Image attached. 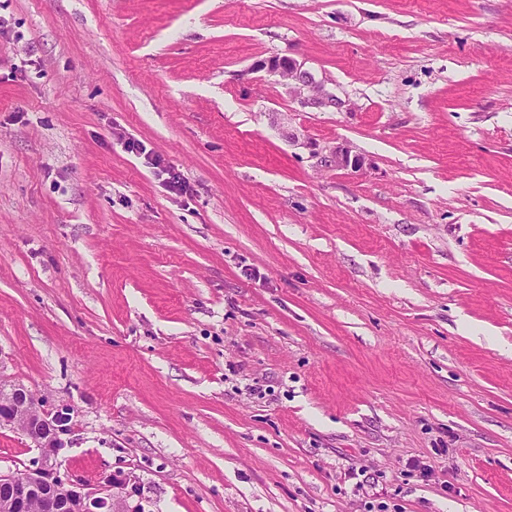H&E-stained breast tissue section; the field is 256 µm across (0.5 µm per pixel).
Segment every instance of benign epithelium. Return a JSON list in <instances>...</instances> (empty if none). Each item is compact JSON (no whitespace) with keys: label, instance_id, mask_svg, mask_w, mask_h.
<instances>
[{"label":"benign epithelium","instance_id":"7a95c632","mask_svg":"<svg viewBox=\"0 0 512 512\" xmlns=\"http://www.w3.org/2000/svg\"><path fill=\"white\" fill-rule=\"evenodd\" d=\"M280 77L303 103L314 108L333 107L336 98L315 81L312 75L301 70L288 59L262 63ZM66 413L44 408L19 384H0V428L8 427L29 439L40 450V457L23 473H0V491L7 512H30L36 502L39 512H93L107 501H112V512H142L139 506L129 505L127 484L112 482V488L124 494L106 493L97 496L84 491V485L57 474L54 449L63 447L61 436L69 432Z\"/></svg>","mask_w":512,"mask_h":512}]
</instances>
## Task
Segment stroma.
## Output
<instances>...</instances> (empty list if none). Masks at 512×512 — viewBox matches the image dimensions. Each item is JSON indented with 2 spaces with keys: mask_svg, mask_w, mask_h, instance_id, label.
Returning <instances> with one entry per match:
<instances>
[{
  "mask_svg": "<svg viewBox=\"0 0 512 512\" xmlns=\"http://www.w3.org/2000/svg\"><path fill=\"white\" fill-rule=\"evenodd\" d=\"M0 18V381L68 408L61 474L145 512H512V0ZM37 455L0 429V471ZM262 67L278 75L289 89H293L296 95H303L304 105L320 109L336 106V98L317 83L310 73L302 71L295 62L278 59L268 63L264 62ZM305 90L307 95H305Z\"/></svg>",
  "mask_w": 512,
  "mask_h": 512,
  "instance_id": "obj_1",
  "label": "stroma"
}]
</instances>
